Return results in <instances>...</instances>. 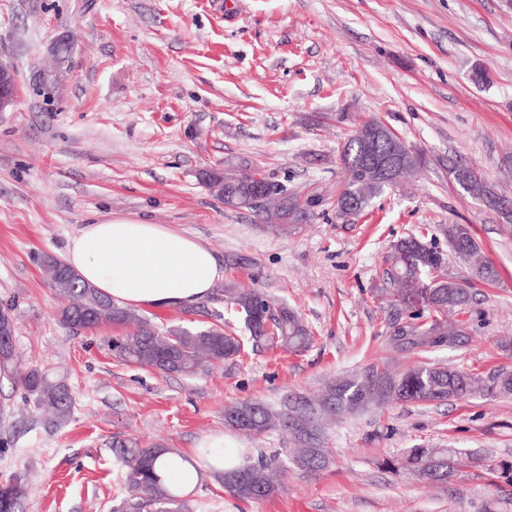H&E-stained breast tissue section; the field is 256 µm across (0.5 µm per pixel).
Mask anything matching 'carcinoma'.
Listing matches in <instances>:
<instances>
[{
  "label": "carcinoma",
  "instance_id": "cac0c4a2",
  "mask_svg": "<svg viewBox=\"0 0 512 512\" xmlns=\"http://www.w3.org/2000/svg\"><path fill=\"white\" fill-rule=\"evenodd\" d=\"M367 126L383 130L372 145L379 154L396 153L400 170L398 182L411 178L423 164L422 154L406 144L400 135L378 119H368L357 127L339 153L342 177L336 191V216L358 217L386 184L368 165L369 154L361 136ZM456 182L467 192L481 197L499 212L511 216L512 209L500 206L505 195L487 189L475 169L465 167ZM264 171L253 160L239 157L224 161V172L202 173L204 181L224 200L229 210H249L263 223L281 231L294 224H305L324 205L325 196L311 190L304 193L267 181L268 192H254V176ZM448 247L455 257L467 261L478 276L489 280L495 269L482 257V247L467 224H451L446 230ZM40 264L52 288L68 304L59 309L60 322L71 329H92L103 324L132 326L134 331L118 336L112 349L121 359L161 373L194 374L204 360L214 364L236 361L243 350L242 340L219 326L188 329L153 326L150 319L121 307L86 283L74 271L60 276L57 256L44 253ZM380 283L373 295L396 306V324L389 332L390 343L401 350H426L439 346L453 348L471 336L469 321L453 319L468 311L472 302L470 285L447 269L445 253L422 235L397 240L384 259ZM225 302L241 318L255 344L291 353L307 351L313 336L297 313L250 286L236 282L224 284ZM16 380L35 406L49 407L62 421L70 414L71 399L66 385L53 380L37 367H24L15 351L0 355V375ZM512 395V372L502 371L484 377L443 363H424L400 373L370 371L360 380H340L321 396L291 397L278 408L258 402L242 401L224 410L226 426L249 436L270 431H286L297 447L293 464L310 472L325 468L329 450L317 443L321 422L339 414L352 413L371 404L396 402L428 406L474 394ZM112 453L127 470L128 484L139 493V501L129 505L131 512H191L189 500L172 485L158 465L165 448L145 447L135 438L112 441ZM224 489L243 502H255L277 494L279 485L271 474V464L252 460L249 452L238 458H224ZM402 469L419 480L447 484L455 478L478 476L488 471L512 487V463L493 467L458 448H412L401 462ZM28 483L20 475L12 478L8 491L0 489V512H24Z\"/></svg>",
  "mask_w": 512,
  "mask_h": 512
}]
</instances>
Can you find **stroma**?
Segmentation results:
<instances>
[{
	"label": "stroma",
	"mask_w": 512,
	"mask_h": 512,
	"mask_svg": "<svg viewBox=\"0 0 512 512\" xmlns=\"http://www.w3.org/2000/svg\"><path fill=\"white\" fill-rule=\"evenodd\" d=\"M72 44L70 73L48 99L32 85L50 43ZM0 61L20 102L0 114V303L11 304L22 365L64 381L62 422L0 376V481L31 487L26 512H112L129 497L113 438L132 437L194 458L223 439L253 460L286 464L288 435L248 439L224 407L279 405L371 367L443 362L483 375L512 372V229L465 192L451 162L512 195V0H0ZM376 118L425 156L410 184L386 189L357 219H337L338 149L355 123ZM271 181L328 202L288 234L255 213L225 209L202 178L230 157ZM130 217L193 235L224 278L284 299L313 333L308 351L272 352L246 339L221 287L188 308H144L158 327L213 326L244 340L234 363L190 376L121 362L110 324L74 331L39 264L62 255L90 220ZM470 225L497 271L472 279L473 340L464 347L392 349L389 303L373 296L397 239ZM250 258L247 266L232 257ZM425 443L512 462V396L476 394L430 406L386 404L326 431L329 466L288 467L273 498L243 503L198 467L193 512H483V477L429 484L391 465Z\"/></svg>",
	"instance_id": "1"
}]
</instances>
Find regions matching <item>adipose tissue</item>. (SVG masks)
<instances>
[{
	"instance_id": "adipose-tissue-1",
	"label": "adipose tissue",
	"mask_w": 512,
	"mask_h": 512,
	"mask_svg": "<svg viewBox=\"0 0 512 512\" xmlns=\"http://www.w3.org/2000/svg\"><path fill=\"white\" fill-rule=\"evenodd\" d=\"M65 261L84 281L130 308L201 302L222 276L214 254L192 235L124 217L83 227L67 243Z\"/></svg>"
}]
</instances>
